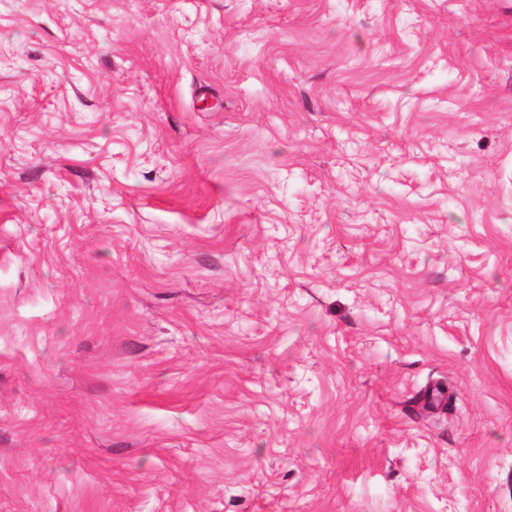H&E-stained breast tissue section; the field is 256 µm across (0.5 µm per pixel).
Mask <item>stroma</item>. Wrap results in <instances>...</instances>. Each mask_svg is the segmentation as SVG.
I'll list each match as a JSON object with an SVG mask.
<instances>
[{
    "mask_svg": "<svg viewBox=\"0 0 512 512\" xmlns=\"http://www.w3.org/2000/svg\"><path fill=\"white\" fill-rule=\"evenodd\" d=\"M0 512H512V0H0Z\"/></svg>",
    "mask_w": 512,
    "mask_h": 512,
    "instance_id": "1",
    "label": "stroma"
}]
</instances>
